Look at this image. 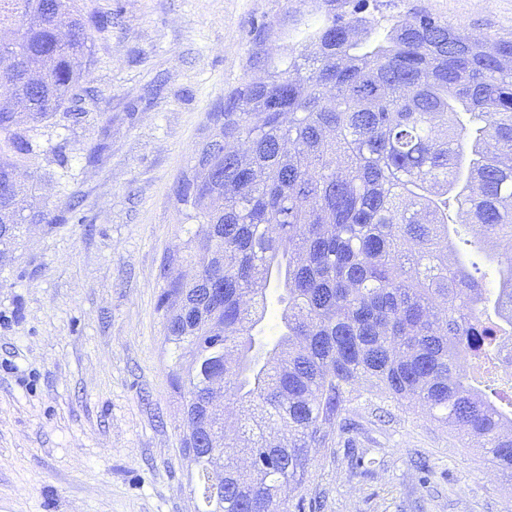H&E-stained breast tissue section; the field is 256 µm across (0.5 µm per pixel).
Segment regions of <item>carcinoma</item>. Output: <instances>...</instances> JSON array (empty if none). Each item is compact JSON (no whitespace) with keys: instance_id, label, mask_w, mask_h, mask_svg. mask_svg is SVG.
<instances>
[{"instance_id":"1","label":"carcinoma","mask_w":512,"mask_h":512,"mask_svg":"<svg viewBox=\"0 0 512 512\" xmlns=\"http://www.w3.org/2000/svg\"><path fill=\"white\" fill-rule=\"evenodd\" d=\"M81 0H0V186L71 111L92 65ZM314 51L263 60L230 92L173 187L186 235L157 308L201 490L197 512H288L309 449L343 431L365 380L425 407L512 477V397L486 379L512 346V37H477L427 12L381 26L354 12ZM34 184L0 194V267ZM495 274L450 254L458 227ZM282 306L265 335L271 293ZM237 412L256 472L222 461Z\"/></svg>"}]
</instances>
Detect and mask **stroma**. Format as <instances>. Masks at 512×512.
<instances>
[{
	"mask_svg": "<svg viewBox=\"0 0 512 512\" xmlns=\"http://www.w3.org/2000/svg\"><path fill=\"white\" fill-rule=\"evenodd\" d=\"M91 95L24 167L49 224L0 269V512H195L183 398L163 354L160 266L185 235L172 188L231 90L351 0H83ZM512 34V0H363ZM347 446L309 451L290 512H512V480L422 408L372 388ZM373 460L350 468L349 455Z\"/></svg>",
	"mask_w": 512,
	"mask_h": 512,
	"instance_id": "35a3bbf8",
	"label": "stroma"
}]
</instances>
